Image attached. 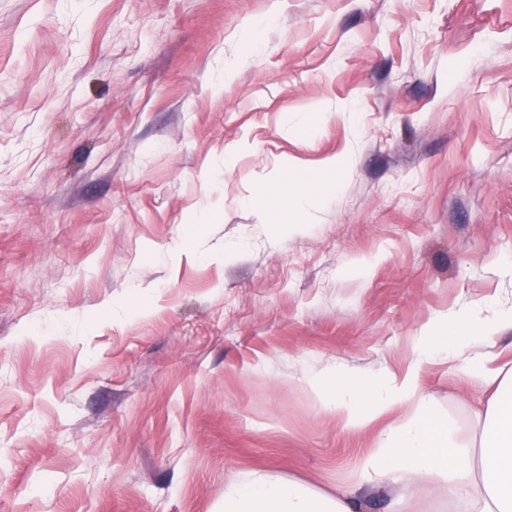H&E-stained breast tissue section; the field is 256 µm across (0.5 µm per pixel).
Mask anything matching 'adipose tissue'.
<instances>
[{"instance_id":"ef3b65f1","label":"adipose tissue","mask_w":512,"mask_h":512,"mask_svg":"<svg viewBox=\"0 0 512 512\" xmlns=\"http://www.w3.org/2000/svg\"><path fill=\"white\" fill-rule=\"evenodd\" d=\"M470 379L497 388L484 412L478 448L459 443L446 422L427 413L416 395L414 374L384 381L348 373L331 374L310 387L322 403L353 427L370 426L379 416L407 407L408 416L379 436L376 452L357 468L359 485H408L426 479L448 496L452 512H512V370L501 372L478 361ZM344 494L329 495L294 481L253 472L224 485L219 512H358Z\"/></svg>"}]
</instances>
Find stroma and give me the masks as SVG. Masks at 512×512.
<instances>
[{
  "label": "stroma",
  "mask_w": 512,
  "mask_h": 512,
  "mask_svg": "<svg viewBox=\"0 0 512 512\" xmlns=\"http://www.w3.org/2000/svg\"><path fill=\"white\" fill-rule=\"evenodd\" d=\"M511 306L512 0H0V512H215L256 470L396 512L354 467L404 408L308 379L417 368L472 441L489 392L427 349Z\"/></svg>",
  "instance_id": "stroma-1"
}]
</instances>
